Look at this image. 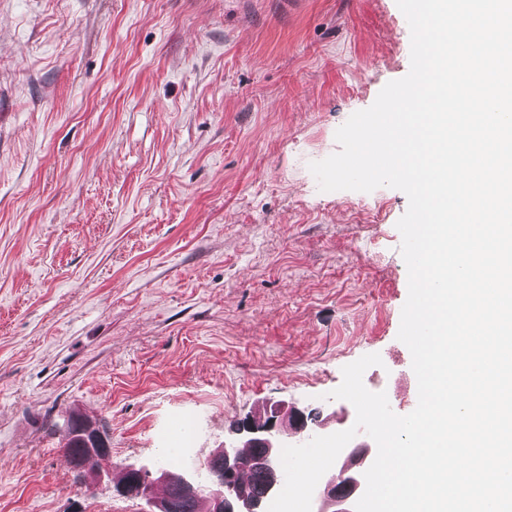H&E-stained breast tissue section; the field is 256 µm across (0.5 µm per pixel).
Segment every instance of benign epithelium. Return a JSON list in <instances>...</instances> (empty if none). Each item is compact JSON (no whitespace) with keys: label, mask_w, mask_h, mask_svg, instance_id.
<instances>
[{"label":"benign epithelium","mask_w":512,"mask_h":512,"mask_svg":"<svg viewBox=\"0 0 512 512\" xmlns=\"http://www.w3.org/2000/svg\"><path fill=\"white\" fill-rule=\"evenodd\" d=\"M285 424L305 428L304 410L294 407L279 415L274 413L261 418L249 415L243 418L237 438L224 444V468L211 472L203 480L197 478L194 470L181 473L164 470L155 477L152 470L146 466L130 465L126 469V480L117 487V491L123 496L147 500L152 507L151 512H169L170 505L167 501L151 496L152 486L158 481L163 483L174 481L183 494L204 496L209 503V512H253V508L241 499L238 500L237 506L230 505V499L236 496L239 473L244 467L254 464L253 460L243 458L240 449L251 444H261L268 448V453L261 460V464L276 477H282L280 448L289 444L288 435L281 430ZM73 436L86 447L87 465L95 467L105 460L101 449L105 438L96 425L84 422ZM363 474L364 470L360 468H343L318 484L314 491L319 503L317 512H325L326 503L329 501L342 506L338 512H353L352 504L336 501V483L344 480L348 484L357 486L361 483Z\"/></svg>","instance_id":"benign-epithelium-1"}]
</instances>
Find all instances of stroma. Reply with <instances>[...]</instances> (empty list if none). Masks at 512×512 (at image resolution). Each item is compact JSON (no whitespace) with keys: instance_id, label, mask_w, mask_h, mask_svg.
I'll return each instance as SVG.
<instances>
[{"instance_id":"35a3bbf8","label":"stroma","mask_w":512,"mask_h":512,"mask_svg":"<svg viewBox=\"0 0 512 512\" xmlns=\"http://www.w3.org/2000/svg\"><path fill=\"white\" fill-rule=\"evenodd\" d=\"M396 0H0V512H148L80 477L61 434L167 467L276 407L417 402L398 340L397 189L323 192L311 162L410 70Z\"/></svg>"}]
</instances>
